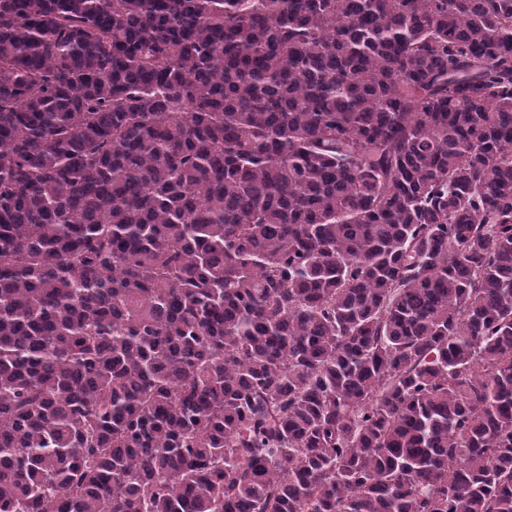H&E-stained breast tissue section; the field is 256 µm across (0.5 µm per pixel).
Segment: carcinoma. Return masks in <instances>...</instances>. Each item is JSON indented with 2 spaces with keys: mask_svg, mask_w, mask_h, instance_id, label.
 I'll return each mask as SVG.
<instances>
[{
  "mask_svg": "<svg viewBox=\"0 0 512 512\" xmlns=\"http://www.w3.org/2000/svg\"><path fill=\"white\" fill-rule=\"evenodd\" d=\"M0 512H512V0H0Z\"/></svg>",
  "mask_w": 512,
  "mask_h": 512,
  "instance_id": "carcinoma-1",
  "label": "carcinoma"
}]
</instances>
